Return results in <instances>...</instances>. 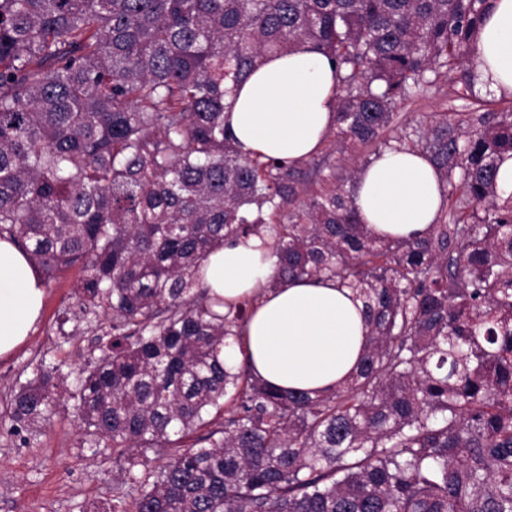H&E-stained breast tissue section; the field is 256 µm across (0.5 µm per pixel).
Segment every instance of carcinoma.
<instances>
[{
	"mask_svg": "<svg viewBox=\"0 0 512 512\" xmlns=\"http://www.w3.org/2000/svg\"><path fill=\"white\" fill-rule=\"evenodd\" d=\"M487 6L0 0V236L46 282L79 270L87 323L112 314L70 393L128 489L111 512H512V111L399 139L474 204L423 238L373 237L331 163L390 145L398 102L472 89ZM301 40L340 73L333 140L319 160L242 152L226 97ZM261 234L271 286L337 279L363 303L369 347L328 394L225 359L254 300L214 311L199 269ZM68 377L37 367L11 420H45Z\"/></svg>",
	"mask_w": 512,
	"mask_h": 512,
	"instance_id": "1",
	"label": "carcinoma"
}]
</instances>
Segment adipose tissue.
I'll return each mask as SVG.
<instances>
[{
	"instance_id": "ef3b65f1",
	"label": "adipose tissue",
	"mask_w": 512,
	"mask_h": 512,
	"mask_svg": "<svg viewBox=\"0 0 512 512\" xmlns=\"http://www.w3.org/2000/svg\"><path fill=\"white\" fill-rule=\"evenodd\" d=\"M474 82L512 96V0H493L470 47ZM339 76L309 41L268 56L239 84L225 123L244 152L288 162L313 157L336 123ZM354 204L378 237L419 238L445 204L443 181L428 158L387 149L357 174ZM265 235L225 244L202 266L206 286L225 304L251 297L243 349L253 373L283 391L324 394L360 365L370 336L362 302L334 279H291L272 286L275 264ZM44 287L30 254L0 238V356L24 343L43 308Z\"/></svg>"
}]
</instances>
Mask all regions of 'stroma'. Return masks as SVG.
I'll return each mask as SVG.
<instances>
[{"label":"stroma","mask_w":512,"mask_h":512,"mask_svg":"<svg viewBox=\"0 0 512 512\" xmlns=\"http://www.w3.org/2000/svg\"><path fill=\"white\" fill-rule=\"evenodd\" d=\"M512 107V97L476 92L457 97L450 90L398 103L396 135H403L459 112L470 121L487 112ZM78 271L60 273L46 289L42 320L29 340L10 357L0 358V512H92L111 505L118 485L111 450L84 447L79 422L72 411L57 409L38 427L16 425L9 417V400L33 376L43 361L84 362L99 356L98 339L112 320L86 323L74 292Z\"/></svg>","instance_id":"obj_1"}]
</instances>
